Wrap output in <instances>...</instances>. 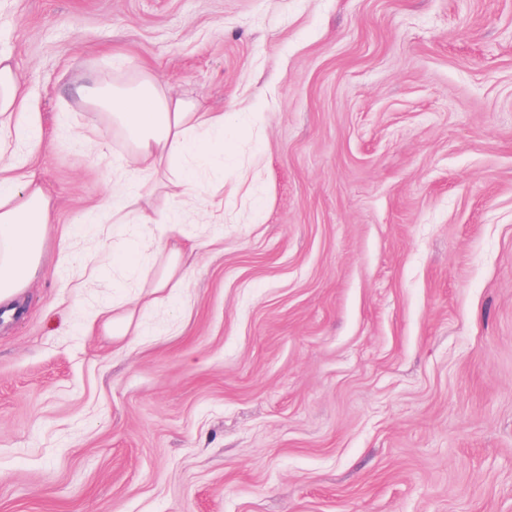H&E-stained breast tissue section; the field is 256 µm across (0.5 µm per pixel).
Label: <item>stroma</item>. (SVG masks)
Returning <instances> with one entry per match:
<instances>
[{
    "mask_svg": "<svg viewBox=\"0 0 512 512\" xmlns=\"http://www.w3.org/2000/svg\"><path fill=\"white\" fill-rule=\"evenodd\" d=\"M0 53L55 216L0 311V512H512V0H0ZM145 71L261 115L223 223L154 194L186 305L60 263L128 152L75 88ZM99 324L112 326V333L115 336H126L129 332V323L125 324L123 320L117 318L108 308L97 309L90 315L84 325L85 333H93Z\"/></svg>",
    "mask_w": 512,
    "mask_h": 512,
    "instance_id": "1",
    "label": "stroma"
}]
</instances>
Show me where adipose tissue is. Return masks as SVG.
Listing matches in <instances>:
<instances>
[{
    "instance_id": "1",
    "label": "adipose tissue",
    "mask_w": 512,
    "mask_h": 512,
    "mask_svg": "<svg viewBox=\"0 0 512 512\" xmlns=\"http://www.w3.org/2000/svg\"><path fill=\"white\" fill-rule=\"evenodd\" d=\"M78 93L92 110H107L131 145L125 165L112 171V204L100 218L102 235L122 231L126 237L112 251L84 254L79 264L93 279L147 276L137 261L144 243L136 226L171 231L178 222L158 214L151 202L150 185L162 170L178 168L184 195L207 201L214 218L224 216L223 200L203 199L196 176L198 166L224 157V115L146 75L109 91L94 84ZM44 144L39 115L20 89L12 59L0 54V304L13 302L31 284L47 251L53 213L29 166Z\"/></svg>"
}]
</instances>
